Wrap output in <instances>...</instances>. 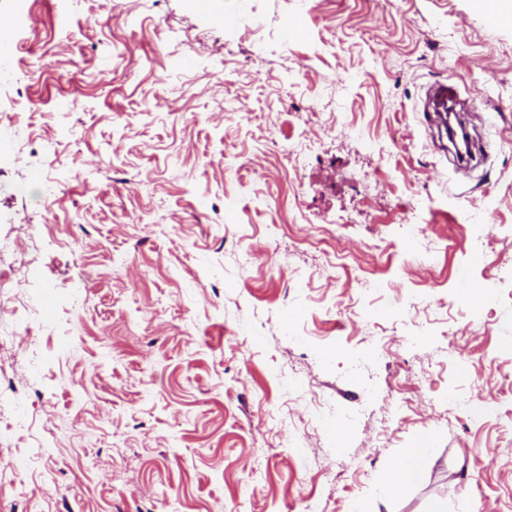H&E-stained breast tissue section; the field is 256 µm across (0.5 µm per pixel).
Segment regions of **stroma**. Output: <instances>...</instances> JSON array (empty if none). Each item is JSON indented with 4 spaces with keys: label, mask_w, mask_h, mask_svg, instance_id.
<instances>
[{
    "label": "stroma",
    "mask_w": 512,
    "mask_h": 512,
    "mask_svg": "<svg viewBox=\"0 0 512 512\" xmlns=\"http://www.w3.org/2000/svg\"><path fill=\"white\" fill-rule=\"evenodd\" d=\"M486 2L0 0V294L54 302L0 344V456L30 463L0 512H512V24ZM443 79L485 111L468 176L421 111ZM426 430L422 480L383 488Z\"/></svg>",
    "instance_id": "1"
}]
</instances>
